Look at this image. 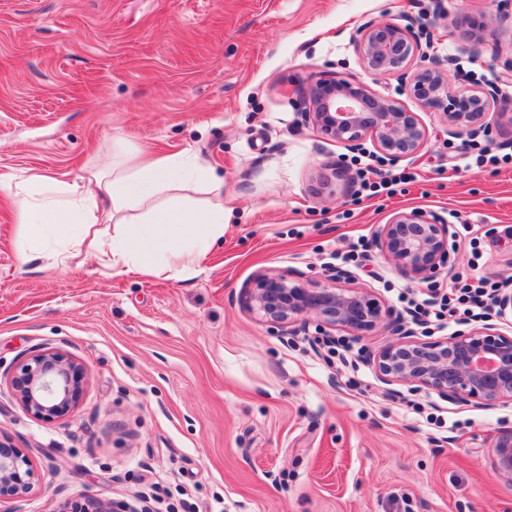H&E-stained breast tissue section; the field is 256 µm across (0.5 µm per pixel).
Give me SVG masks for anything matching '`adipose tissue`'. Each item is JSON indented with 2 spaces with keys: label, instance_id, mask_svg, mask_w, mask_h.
<instances>
[{
  "label": "adipose tissue",
  "instance_id": "1",
  "mask_svg": "<svg viewBox=\"0 0 512 512\" xmlns=\"http://www.w3.org/2000/svg\"><path fill=\"white\" fill-rule=\"evenodd\" d=\"M44 197L16 187L0 174V192L11 196L21 228L23 259L68 274L81 255H94L108 274L135 272L176 279L197 276L211 249L224 238V196L212 171L189 154L137 162L121 154L111 168L64 184L37 176ZM204 184L199 206L182 196L184 185Z\"/></svg>",
  "mask_w": 512,
  "mask_h": 512
}]
</instances>
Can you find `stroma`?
Segmentation results:
<instances>
[{"label": "stroma", "instance_id": "obj_1", "mask_svg": "<svg viewBox=\"0 0 512 512\" xmlns=\"http://www.w3.org/2000/svg\"><path fill=\"white\" fill-rule=\"evenodd\" d=\"M479 15L489 26L476 59L467 20ZM382 21L411 26L427 58L452 59L456 86L500 88L512 69V0H0V173L70 182L111 166L116 138L133 154L185 150L223 183L225 215L223 242L191 279L109 277L92 258L61 275L20 263L0 193V443L35 473L0 512L142 499L153 512H512V482L492 464L512 403L388 394L365 357L392 329L340 333L332 351L316 326L289 332L248 307L258 273L324 285L342 267L416 340L458 331L413 323L398 296L428 285L376 249L334 259L402 211L449 227L456 264L437 287L512 280V133L453 136L397 76L367 72L356 40ZM326 78L417 113L421 152L376 165L415 182L361 197L316 177L326 163L354 175L376 151L302 124L304 96ZM485 148L505 163L474 167ZM38 347L85 372L77 405L48 420L4 378Z\"/></svg>", "mask_w": 512, "mask_h": 512}]
</instances>
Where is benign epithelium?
<instances>
[{
	"mask_svg": "<svg viewBox=\"0 0 512 512\" xmlns=\"http://www.w3.org/2000/svg\"><path fill=\"white\" fill-rule=\"evenodd\" d=\"M470 52L481 53L486 22L471 20ZM364 67L373 73L404 79L409 95L437 111L448 131L462 136L489 129L490 110L497 105L492 86L469 90L452 88L451 59H433L412 67L421 45L407 26L391 22L362 28L356 42ZM303 122L323 138L348 149L371 139L382 155L399 160L419 153L427 137L416 113L397 100L370 92L360 83L323 80L311 87L301 112ZM448 225L421 211L401 212L378 231L374 247L387 261L416 280L430 281L454 266L448 248ZM250 308L266 321L285 326L304 316L334 341L336 330L365 336L383 327L400 331L396 341L372 355L381 382L427 389L463 405L490 408L512 401V335L495 323L456 331L439 340L409 339L398 316L364 288L313 287L282 274L261 273L249 295ZM497 318L511 325L512 290L497 295ZM11 386L25 411L35 419L63 415L82 393V367L56 350L44 348L18 367ZM15 448L0 445V496H18L32 489V469ZM494 471L512 481V436L494 449ZM96 512H151L147 505L101 502Z\"/></svg>",
	"mask_w": 512,
	"mask_h": 512,
	"instance_id": "obj_1",
	"label": "benign epithelium"
}]
</instances>
